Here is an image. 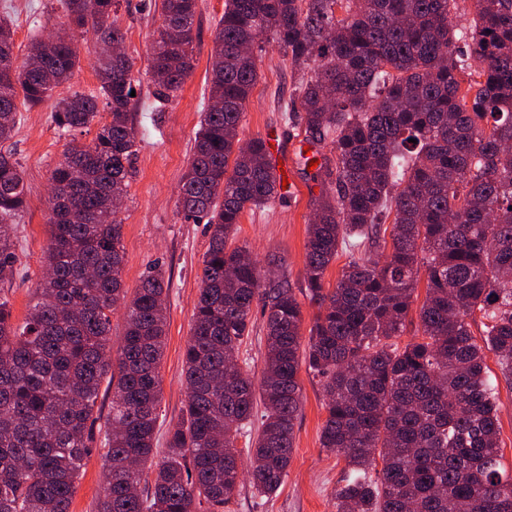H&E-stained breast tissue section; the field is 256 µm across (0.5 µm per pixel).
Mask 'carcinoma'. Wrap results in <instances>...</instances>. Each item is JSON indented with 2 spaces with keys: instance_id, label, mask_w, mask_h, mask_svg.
I'll list each match as a JSON object with an SVG mask.
<instances>
[{
  "instance_id": "1",
  "label": "carcinoma",
  "mask_w": 512,
  "mask_h": 512,
  "mask_svg": "<svg viewBox=\"0 0 512 512\" xmlns=\"http://www.w3.org/2000/svg\"><path fill=\"white\" fill-rule=\"evenodd\" d=\"M455 2L225 0L209 78L219 107L204 112L178 193L185 216L207 218L209 245L184 352L185 406L158 462L168 282L155 267L127 295L115 209L139 151L132 62L103 50L97 90L56 100L66 132L103 108L107 118L92 145L71 146L52 171L47 273L30 316L14 324L0 299V512H71L103 384L112 410L99 426L96 512H224L244 452L253 488L271 495L293 454L302 365L321 386V448L345 461L336 512H512L486 364L493 355L512 383V153L499 149L512 145V0H476L467 25L456 22ZM196 5L160 0L149 74L161 104L191 74ZM116 7L63 0L61 26L90 25L98 43H119ZM262 36L307 70L292 108L313 149L304 164L319 161L304 266L317 315L304 348L288 280L267 281L247 247L232 243L245 210L282 198L266 141L238 138ZM78 63L66 34L35 40L16 62L13 20L0 17V142L12 137L18 104L51 98ZM24 203V170L0 153L1 281L13 274ZM341 247L350 260L329 288ZM119 304L125 331L113 355ZM256 307L266 328L257 386L232 361ZM259 405L261 428L241 450Z\"/></svg>"
}]
</instances>
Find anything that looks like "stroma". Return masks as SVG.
<instances>
[{"label": "stroma", "instance_id": "stroma-1", "mask_svg": "<svg viewBox=\"0 0 512 512\" xmlns=\"http://www.w3.org/2000/svg\"><path fill=\"white\" fill-rule=\"evenodd\" d=\"M14 20V52L24 59L33 39L54 31L62 14L58 0H0V14ZM224 0H197L193 73L179 96L156 107L148 71L153 33L161 23L158 0H119L114 15L125 34L123 51L133 63L135 96L129 118L139 141L128 194L118 218L122 224L124 288H138L150 267L160 266L169 277L166 298L168 335L161 365L160 414L165 423L181 418L185 405L183 360L200 288L203 255L209 234L205 219L186 218L178 206V184L191 159L200 121L209 105L208 70ZM80 64L60 95L97 89V43L94 31L78 35ZM259 79L246 103L239 138L275 135L288 185L283 201L245 211L235 242L247 246L271 280L288 279L294 290L303 286L305 243L311 219V200L320 188L300 156L305 133L287 108L300 75L288 56L266 44L258 58ZM53 104L21 108L12 138L0 144L26 171L27 206L17 221L16 262L12 279L0 282V296L10 301L15 323L28 315L33 292L44 272L49 243V179L69 145L93 144L97 125L64 133L53 121ZM488 373L498 382V427L501 462L512 468V385L504 382L495 358ZM301 410L295 426L294 451L287 475L273 495L259 497L243 483L224 512H336L332 493L343 476L342 457L323 450L319 435L326 417L319 383L307 370L299 372ZM104 460L100 449L87 458L71 512H95L102 488Z\"/></svg>", "mask_w": 512, "mask_h": 512}]
</instances>
